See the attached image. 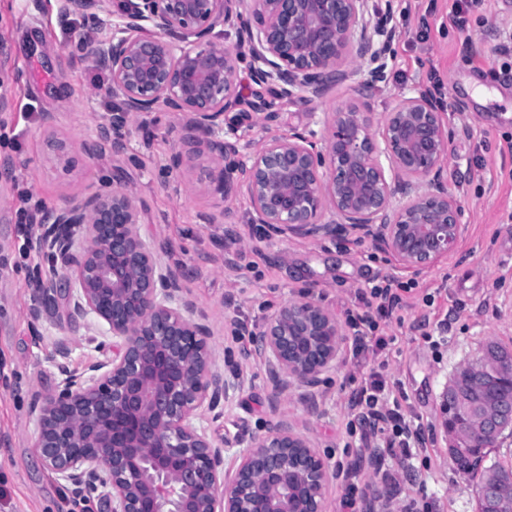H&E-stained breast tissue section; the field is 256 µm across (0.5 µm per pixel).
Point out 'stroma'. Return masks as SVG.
Instances as JSON below:
<instances>
[{
  "label": "stroma",
  "mask_w": 512,
  "mask_h": 512,
  "mask_svg": "<svg viewBox=\"0 0 512 512\" xmlns=\"http://www.w3.org/2000/svg\"><path fill=\"white\" fill-rule=\"evenodd\" d=\"M452 4L397 0L390 81L372 96L374 111H390L430 74L443 94L448 189L463 204L469 233L453 255L417 272L367 240L275 234L252 223L249 201L241 195L228 204L244 245L225 254L224 225L206 221L214 199L200 169L168 166L167 113H154L150 124L131 129L134 160L83 152L110 100L108 73L78 63L73 33L89 26V19L61 16L56 0H0V45L9 55L0 67V93L10 100L0 111V126L21 133L16 141L0 140V167L12 170L0 179L6 200L0 207V512L98 510L73 501L33 446L31 403L55 384L46 354L61 330L59 317L31 320L29 287L35 276L54 279L59 271L41 255L22 253L17 220L25 196L49 207L65 195L111 191L119 180L141 193L143 234L170 243L158 260L186 273V286L213 328L219 366L246 380L229 416L208 424L209 434L248 437L262 432L271 417L267 369L241 362L239 352L250 340L231 335L229 320L257 330L283 303L311 292L343 322L359 309L360 290L392 279L404 287L403 317L379 320L376 333L389 341L380 357L359 364L351 345H344L318 388L322 412L308 414L295 396L279 412L314 442L328 465H355L368 444L383 451L382 474L397 476L401 456L385 449L382 439L363 443L350 407L360 385L382 373L387 402L399 404L406 419L422 426L426 442L410 460L414 478H399L395 486L400 512L412 502L431 504L432 512H476V478L448 456L436 397L481 343H512V78L494 83L487 76L490 69L512 65L511 55L493 51L499 34L512 32V0H483V24L465 33L450 24ZM359 100L352 79L325 99L280 105L279 130L303 127L309 113L335 112ZM46 112L55 116L53 134L72 145L69 167L56 166L43 145Z\"/></svg>",
  "instance_id": "obj_1"
}]
</instances>
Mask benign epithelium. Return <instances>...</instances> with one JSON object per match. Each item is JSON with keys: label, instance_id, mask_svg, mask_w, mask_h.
Segmentation results:
<instances>
[{"label": "benign epithelium", "instance_id": "7a95c632", "mask_svg": "<svg viewBox=\"0 0 512 512\" xmlns=\"http://www.w3.org/2000/svg\"><path fill=\"white\" fill-rule=\"evenodd\" d=\"M56 2L62 16L95 19L78 34L79 62L111 76L112 111L83 142L88 156L125 157L130 126L166 112L169 166L205 163L217 198L211 224L232 223L224 201L243 194L254 224L283 235L368 239L416 271L455 253L466 236L464 208L445 177L441 101L426 84L389 112L372 111L368 101L388 80L395 0ZM217 29L234 33L235 47L224 46ZM243 59L273 97L259 96L247 110L238 90ZM354 74L362 75L361 104L312 112L303 128L270 133L281 119L275 102L321 99ZM245 123L268 134L244 143ZM46 147L70 165L67 141L48 135ZM142 208L139 190L125 183L65 196L31 238L65 276L33 278L30 317L38 322L65 303L68 322L94 331L89 342L100 353L77 369L70 340L52 343L57 382L32 404L43 466L72 498L95 501L101 512H326V488L338 475L277 411L289 390L320 383L350 332L310 295L282 304L242 354L267 368L274 420L247 441L213 437L200 422L224 420L244 380L219 367L208 318L181 271L157 261L166 243L142 234ZM498 379L512 383V346L489 339L442 387L450 456L494 448L512 429V399L472 402ZM485 494L487 512H512V470L489 475ZM365 512H396V493L371 484Z\"/></svg>", "mask_w": 512, "mask_h": 512}]
</instances>
